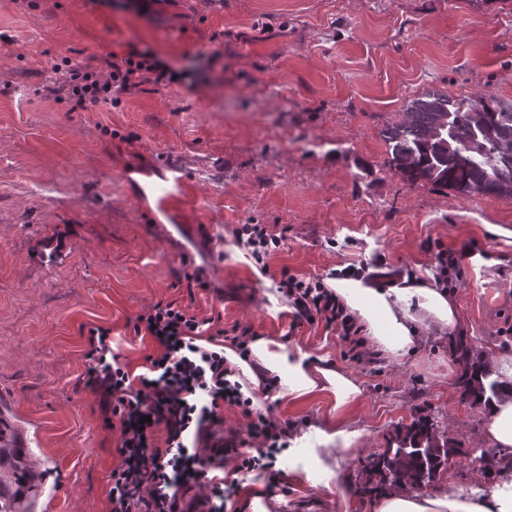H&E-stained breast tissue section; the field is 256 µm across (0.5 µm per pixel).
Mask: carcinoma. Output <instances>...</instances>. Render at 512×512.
<instances>
[{
    "mask_svg": "<svg viewBox=\"0 0 512 512\" xmlns=\"http://www.w3.org/2000/svg\"><path fill=\"white\" fill-rule=\"evenodd\" d=\"M385 166L411 184H430L460 195L512 199V102L494 95L454 98L426 90L409 100L401 121L383 131ZM465 370L462 397L480 402L496 393L497 383L483 357L464 344L457 348ZM430 422L405 427L402 448H386L365 461L362 492L383 495L407 480L433 481L451 458L466 457L462 448H441Z\"/></svg>",
    "mask_w": 512,
    "mask_h": 512,
    "instance_id": "cac0c4a2",
    "label": "carcinoma"
}]
</instances>
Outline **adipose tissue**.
Returning a JSON list of instances; mask_svg holds the SVG:
<instances>
[{"instance_id": "ef3b65f1", "label": "adipose tissue", "mask_w": 512, "mask_h": 512, "mask_svg": "<svg viewBox=\"0 0 512 512\" xmlns=\"http://www.w3.org/2000/svg\"><path fill=\"white\" fill-rule=\"evenodd\" d=\"M330 287L361 325L365 347L390 359L401 358L426 341L434 330L457 324L454 300L425 276L406 278L389 288H375L363 279L347 276L331 281ZM224 356L231 370L230 381L244 379L256 388L260 375L276 377L278 397L288 403L303 401L319 392L332 394L337 419L323 430V438L334 445L337 459H354V446L362 433L343 416L361 393L352 377L319 364L275 336L253 342L249 359H241L229 349ZM488 363L495 368L498 391L488 403L489 417L482 439L499 448H511L512 368L506 367L504 357L495 352L490 353ZM376 512H512V497L493 492L481 500H467L443 489L424 493L404 487L382 498Z\"/></svg>"}]
</instances>
